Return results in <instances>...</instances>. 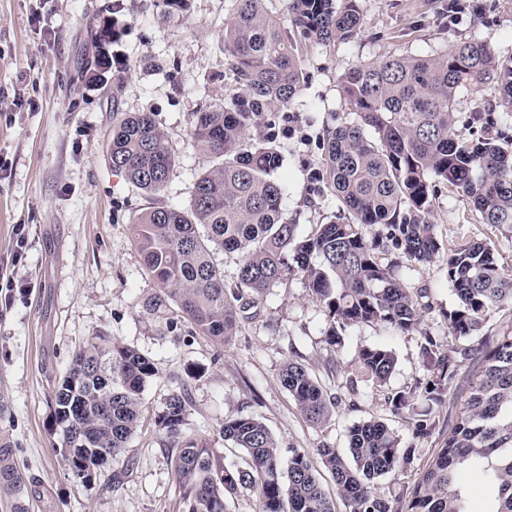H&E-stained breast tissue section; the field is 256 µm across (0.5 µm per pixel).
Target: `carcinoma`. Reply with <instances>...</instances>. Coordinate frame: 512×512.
<instances>
[{"label":"carcinoma","instance_id":"cac0c4a2","mask_svg":"<svg viewBox=\"0 0 512 512\" xmlns=\"http://www.w3.org/2000/svg\"><path fill=\"white\" fill-rule=\"evenodd\" d=\"M288 28L264 0H235L224 24V51L236 91L221 103L194 112L191 134L212 159L195 183L187 208L153 203L134 227L144 268L159 293L153 307L174 303L202 336L222 347L235 336L238 310L251 305L295 273L304 277L331 318L327 339L355 324H387L400 333L420 325L418 294L394 273L399 263L426 264L439 253L428 219L433 181L461 190L481 223L512 233V150L501 134L466 138L457 133L460 91L493 86L500 106L512 111V56L464 41L435 57H389L343 74L344 99L357 120L336 127L326 139L330 185L348 217L320 225L299 240L283 218L285 186L276 173L283 158L269 135L245 145L246 131L277 103L300 94L304 80L298 45L345 42L363 22L359 0H286ZM112 170L148 195L156 194L176 163L168 140L150 112L124 113L112 126ZM375 233L366 240L362 228ZM218 251L236 253L234 279L224 280ZM395 251L398 260L382 261ZM448 281L457 308L448 312V333L470 336L493 311L512 305V274L504 272L483 241L448 251ZM421 353L430 371L427 400L440 403L458 375L459 351H444L431 336ZM357 359L378 386L396 366L392 350L363 346ZM156 364L105 336L79 348L54 391V421L73 477L87 480L124 452L137 432L145 384ZM281 385L313 424L328 420L339 396L330 397L303 364L289 360ZM187 383L166 398L154 420L176 448L172 470L185 512H227V500L242 488L256 491L260 512H336L319 472L306 454L283 461L280 448L256 416L224 422L221 434L247 456L244 468L226 467L203 440L184 433ZM415 391L389 400L408 412L418 434L431 428L430 413L418 414ZM79 427L91 447L73 440ZM410 448L382 421L364 420L348 431V454L317 449L349 512H398L397 500L374 491V481L410 463ZM483 472L491 507L512 512V330L506 329L469 382V395L453 430L409 492L411 512H470L465 480Z\"/></svg>","mask_w":512,"mask_h":512}]
</instances>
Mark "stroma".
Listing matches in <instances>:
<instances>
[{
  "label": "stroma",
  "mask_w": 512,
  "mask_h": 512,
  "mask_svg": "<svg viewBox=\"0 0 512 512\" xmlns=\"http://www.w3.org/2000/svg\"><path fill=\"white\" fill-rule=\"evenodd\" d=\"M364 23L347 43L308 42L300 49L305 83L297 100L264 113L249 132L274 131L283 157L277 177L287 188L285 218L298 238L344 212L323 172V139L356 115L341 91L349 69L396 55L431 56L477 40L512 56V0H359ZM234 0H190L187 12L162 16L158 0H0V265L12 264L14 287L0 288V438L15 450L31 512H183L172 472L175 454L154 425L171 391L187 384L185 431L211 444L225 466H243L244 453L224 441L220 427L241 415L260 418L284 456L346 448L349 428L366 419L388 424L410 465L380 478L378 494L405 496L447 439L482 357L483 340L512 327L504 306L476 335L456 339L458 377L431 413L433 427L415 435L388 397L424 386L429 372L420 345L431 336L447 345L456 297L447 275L448 247L487 242L512 273V233L481 224L470 200L438 185L429 221L441 251L423 265L395 273L406 287L426 289L421 325L401 334L385 325L346 327L339 344L326 340L327 309L298 274L263 296L252 318L217 347L178 316L176 306L152 313L145 300L157 290L134 243L133 226L149 200L113 172L107 144L115 116L111 84L90 81L97 48L90 33L105 16L119 34L110 51L123 82L121 107L152 113L177 162L157 199L189 207L195 180L208 166L191 135L192 114L220 102L234 88L224 55V23ZM496 102L493 89L460 92L458 132L480 134V119ZM153 360L157 377L145 386L143 416L122 456L91 480L75 479L63 462L53 418L54 390L75 350L95 335ZM384 345L396 368L381 387L360 369L357 350ZM305 365L342 403L324 424L307 422L278 373L287 360ZM202 369L186 380L187 367ZM351 392H344L346 384Z\"/></svg>",
  "instance_id": "obj_1"
}]
</instances>
